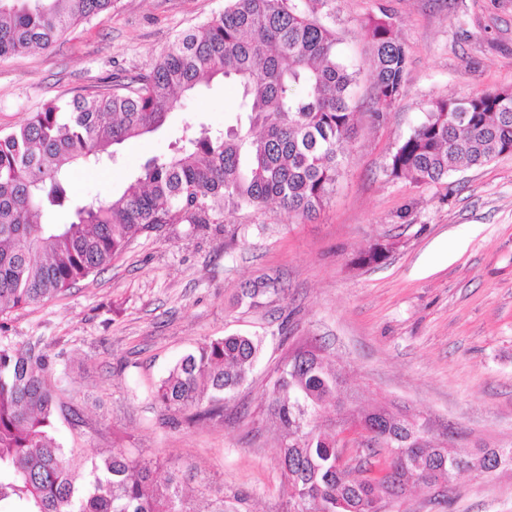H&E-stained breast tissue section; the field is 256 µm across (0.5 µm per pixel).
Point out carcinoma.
I'll list each match as a JSON object with an SVG mask.
<instances>
[{"label":"carcinoma","instance_id":"1","mask_svg":"<svg viewBox=\"0 0 512 512\" xmlns=\"http://www.w3.org/2000/svg\"><path fill=\"white\" fill-rule=\"evenodd\" d=\"M331 0H225L224 12L179 35L146 70L114 74L88 96L50 102L20 128L0 134V317L43 304L107 267L140 233L165 224L224 223V215L278 203L309 220L340 175L354 125L357 71L337 51ZM112 0H0V58L47 49L76 25L108 15ZM373 112L398 101L407 74L405 44L384 19L367 26ZM221 76L239 86L236 124L222 131L188 125L163 157H151L118 194L78 198L76 166L114 159L116 147L159 129L182 93ZM512 149V90L431 103L397 146L390 174L420 184L484 165ZM68 212V224H44ZM376 244L361 266L386 259ZM264 281L240 300L259 304ZM261 340L227 335L182 357L152 397L166 412L215 414L248 377ZM63 376L54 361L0 336V512H228L224 500L196 507L175 472L140 452L116 449L87 459L56 436ZM343 374L320 349L299 348L276 371L269 398L283 435L280 465L288 512H374L375 488L336 469V431L327 403L350 421H387L385 409L347 413ZM359 469L385 458L395 497L435 486L486 456L508 459L512 445L453 458L411 426L367 435Z\"/></svg>","mask_w":512,"mask_h":512}]
</instances>
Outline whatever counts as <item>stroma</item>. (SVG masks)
Instances as JSON below:
<instances>
[{"mask_svg":"<svg viewBox=\"0 0 512 512\" xmlns=\"http://www.w3.org/2000/svg\"><path fill=\"white\" fill-rule=\"evenodd\" d=\"M225 0H112L52 48L0 60V131L52 100L88 94L115 73L147 69ZM338 50L361 75L355 130L330 196L312 220L277 205L215 227L166 224L144 232L105 270L36 306L10 313L18 347L37 343L68 372L60 424L67 446L115 448L166 460L183 492L237 512H288L281 431L268 398L276 368L301 345L320 348L356 404L425 419L435 443L512 441V154L437 184L391 176L399 142L431 103L512 90V0H332ZM387 17L409 52L402 94L383 118L365 35ZM240 91L213 81L185 95L163 127L125 142L112 165L75 168L78 196L117 193L146 158L169 154L185 124H234ZM391 244L377 265L357 264ZM267 279L260 304L238 303ZM262 336L255 370L213 418L163 411L152 391L177 359L208 338ZM390 512H512V472L460 474L446 492L410 488Z\"/></svg>","mask_w":512,"mask_h":512,"instance_id":"obj_1","label":"stroma"}]
</instances>
